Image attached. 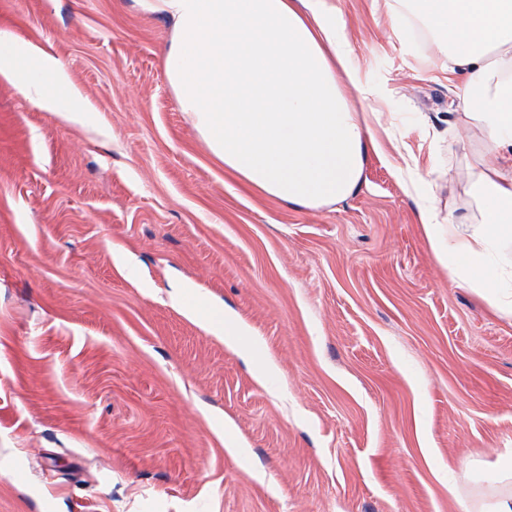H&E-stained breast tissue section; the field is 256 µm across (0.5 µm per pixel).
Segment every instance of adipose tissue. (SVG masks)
<instances>
[{
  "label": "adipose tissue",
  "mask_w": 512,
  "mask_h": 512,
  "mask_svg": "<svg viewBox=\"0 0 512 512\" xmlns=\"http://www.w3.org/2000/svg\"><path fill=\"white\" fill-rule=\"evenodd\" d=\"M173 34L164 67L180 111L225 169L266 196L318 209L360 189L383 143L354 111L372 95L351 57L333 0H145ZM389 22L429 34L457 88L454 111L478 128L482 160L468 178L479 215L440 222L431 199L417 218L453 282L512 318V0H392ZM0 80L73 124L87 109L63 63L0 30ZM469 512H512V459L484 476Z\"/></svg>",
  "instance_id": "adipose-tissue-1"
}]
</instances>
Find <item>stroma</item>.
I'll list each match as a JSON object with an SVG mask.
<instances>
[{"instance_id":"obj_1","label":"stroma","mask_w":512,"mask_h":512,"mask_svg":"<svg viewBox=\"0 0 512 512\" xmlns=\"http://www.w3.org/2000/svg\"><path fill=\"white\" fill-rule=\"evenodd\" d=\"M335 2L400 151L303 209L200 141L142 0H0L89 107L69 124L0 80V512H464L512 453V321L451 280L398 172L468 218L480 134L448 137L427 34Z\"/></svg>"}]
</instances>
